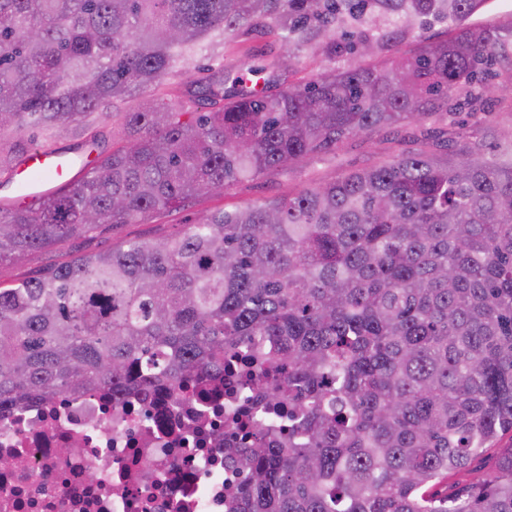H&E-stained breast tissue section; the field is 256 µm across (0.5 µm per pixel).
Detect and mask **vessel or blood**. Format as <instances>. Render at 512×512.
<instances>
[{
	"label": "vessel or blood",
	"instance_id": "b4317fda",
	"mask_svg": "<svg viewBox=\"0 0 512 512\" xmlns=\"http://www.w3.org/2000/svg\"><path fill=\"white\" fill-rule=\"evenodd\" d=\"M88 160L75 152L40 150L26 154L15 166L18 181L11 184L13 201L35 202L48 190L86 173Z\"/></svg>",
	"mask_w": 512,
	"mask_h": 512
}]
</instances>
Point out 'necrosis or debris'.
<instances>
[{
    "label": "necrosis or debris",
    "mask_w": 512,
    "mask_h": 512,
    "mask_svg": "<svg viewBox=\"0 0 512 512\" xmlns=\"http://www.w3.org/2000/svg\"><path fill=\"white\" fill-rule=\"evenodd\" d=\"M224 365L174 394L67 393L0 413V512H226L248 466L224 445L251 442L232 421L256 410L263 373L247 381L237 353Z\"/></svg>",
    "instance_id": "1"
}]
</instances>
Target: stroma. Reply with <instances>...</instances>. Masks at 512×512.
<instances>
[{
  "mask_svg": "<svg viewBox=\"0 0 512 512\" xmlns=\"http://www.w3.org/2000/svg\"><path fill=\"white\" fill-rule=\"evenodd\" d=\"M459 120L460 134L479 137L487 126H511L512 104L486 95L477 112L471 115L460 114ZM118 137L117 122L102 117L90 128H74L68 134L54 139H34L26 132L17 134L16 139L25 150L71 151L91 143L97 151L108 153ZM397 140V135L387 130L369 138L351 139L336 154L327 155L298 173L250 182L191 206L162 213L145 224H127L115 230L102 228L91 236L68 239L54 248L31 252L21 262L0 265V285L9 286L84 254L109 251L126 240L179 235L187 225L198 223L205 214L215 210H232L271 196L293 194L318 183L336 180L345 173L370 167L386 159L397 149Z\"/></svg>",
  "mask_w": 512,
  "mask_h": 512,
  "instance_id": "obj_1",
  "label": "stroma"
}]
</instances>
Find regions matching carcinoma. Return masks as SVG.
<instances>
[{"label":"carcinoma","mask_w":512,"mask_h":512,"mask_svg":"<svg viewBox=\"0 0 512 512\" xmlns=\"http://www.w3.org/2000/svg\"><path fill=\"white\" fill-rule=\"evenodd\" d=\"M485 2L0 0V170L13 135L50 139L155 92L112 113L122 137L89 175L0 206V264L287 176L349 139L421 132L371 168L0 287V411L171 390L235 348L288 362V388L264 396L288 407V434L253 418L252 445L224 448L250 467L230 512H512V445L492 478L428 493L512 432V130L427 128L497 70L512 100V24L471 22ZM435 24L444 39L333 64L378 58L389 25ZM262 30L330 65L294 82L276 60L247 79L224 48ZM199 55L207 75L167 98Z\"/></svg>","instance_id":"cac0c4a2"}]
</instances>
